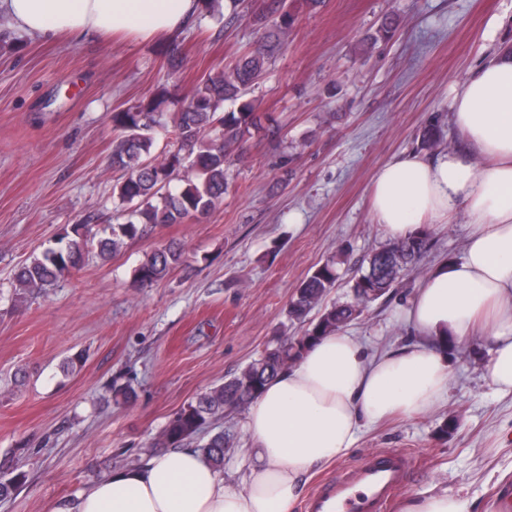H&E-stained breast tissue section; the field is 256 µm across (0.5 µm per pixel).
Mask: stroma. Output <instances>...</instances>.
I'll use <instances>...</instances> for the list:
<instances>
[{
    "instance_id": "35a3bbf8",
    "label": "stroma",
    "mask_w": 512,
    "mask_h": 512,
    "mask_svg": "<svg viewBox=\"0 0 512 512\" xmlns=\"http://www.w3.org/2000/svg\"><path fill=\"white\" fill-rule=\"evenodd\" d=\"M267 0H244L238 21L186 26L172 39L87 38L45 45L0 36V460L18 483L0 512H47L112 470L136 465L181 407L240 372L281 334L303 335L288 302L316 265L343 254L327 303L348 295L365 255L388 242L370 206L376 170L440 117L448 150L455 90L512 45V0H323L297 22L247 98L279 128L274 142L248 141L231 156L233 182L204 217L165 224L110 259L82 264L42 293L20 288L16 268L87 222L108 236L113 112L164 86L189 93L261 41ZM393 17L392 39L360 42ZM182 48L167 67L169 41ZM465 212L431 225V248L391 293L345 329L371 353L416 341L406 311L436 265L461 258ZM181 242L190 267L146 288L133 271L146 253ZM448 398L429 412L363 429L346 455L322 467L310 496L385 449L406 457L395 508L426 490L470 501L473 512H512V395L486 379L487 337L451 342ZM127 389V397L115 388ZM243 415L206 425L236 436L224 457L227 483L246 474ZM447 435H440L441 425Z\"/></svg>"
}]
</instances>
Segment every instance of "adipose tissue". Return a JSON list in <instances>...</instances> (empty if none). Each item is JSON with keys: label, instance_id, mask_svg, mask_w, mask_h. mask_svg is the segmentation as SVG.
<instances>
[{"label": "adipose tissue", "instance_id": "adipose-tissue-1", "mask_svg": "<svg viewBox=\"0 0 512 512\" xmlns=\"http://www.w3.org/2000/svg\"><path fill=\"white\" fill-rule=\"evenodd\" d=\"M198 0H0L15 34L44 41L168 36ZM451 120L463 149L430 158L402 153L376 171L374 216L387 237L444 224L464 210L471 230L462 259L439 263L407 310L419 339L367 355L331 333L308 345L249 407L251 463L241 486L192 448L158 452L114 470L48 512H293L302 479L346 454L361 429L393 414L427 413L448 393V339L485 325L487 378L512 395V57L498 54L460 84Z\"/></svg>", "mask_w": 512, "mask_h": 512}]
</instances>
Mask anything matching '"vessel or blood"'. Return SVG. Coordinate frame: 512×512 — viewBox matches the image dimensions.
Returning <instances> with one entry per match:
<instances>
[{"label":"vessel or blood","instance_id":"1","mask_svg":"<svg viewBox=\"0 0 512 512\" xmlns=\"http://www.w3.org/2000/svg\"><path fill=\"white\" fill-rule=\"evenodd\" d=\"M405 477L402 455L392 451L374 454L314 493L307 512H387Z\"/></svg>","mask_w":512,"mask_h":512}]
</instances>
